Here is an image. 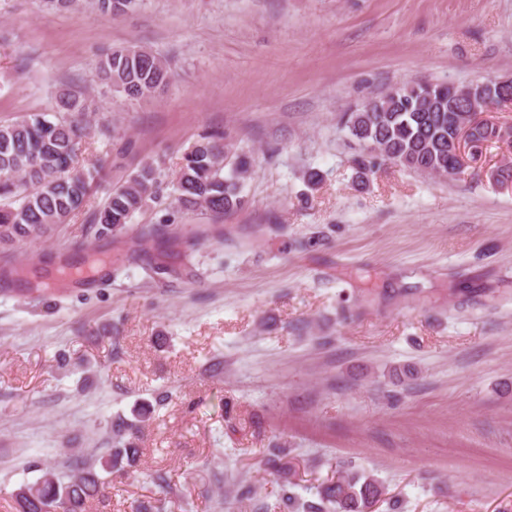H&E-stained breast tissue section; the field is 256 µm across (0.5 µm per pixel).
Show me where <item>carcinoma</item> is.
I'll use <instances>...</instances> for the list:
<instances>
[{
    "label": "carcinoma",
    "mask_w": 512,
    "mask_h": 512,
    "mask_svg": "<svg viewBox=\"0 0 512 512\" xmlns=\"http://www.w3.org/2000/svg\"><path fill=\"white\" fill-rule=\"evenodd\" d=\"M101 81L130 100L148 98L169 80L166 65L142 48L121 49L99 64ZM380 111L366 107L349 113L346 126L359 143L384 160L434 173L460 168L454 135L469 121L463 112L448 111V88L423 83L391 89ZM93 102L81 92L59 90L54 112L33 114L0 123V246L37 241L81 211L92 190L96 170L79 164L77 151L86 136ZM251 156L233 152L219 134L202 136L184 155L176 175V202L186 210L204 208L228 215L242 207L241 182L251 172ZM156 169L144 165L126 182L113 186L104 206L92 214L96 235L126 229L146 201L157 197ZM150 414V406L134 410L135 420L118 424L113 448L103 470L112 473L133 466L139 457L132 438ZM105 488L93 469L76 465L71 473L47 471L14 493L15 512H86L87 503ZM319 502H302V512H373L386 488L372 475L349 463L336 477L317 487Z\"/></svg>",
    "instance_id": "carcinoma-1"
}]
</instances>
